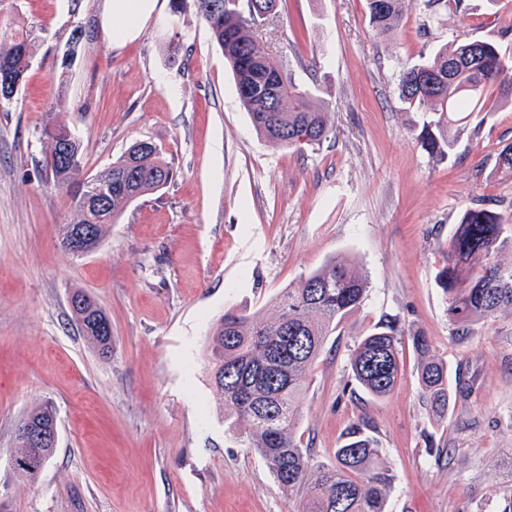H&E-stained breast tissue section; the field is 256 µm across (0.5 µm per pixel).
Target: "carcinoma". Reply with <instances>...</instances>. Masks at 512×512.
Masks as SVG:
<instances>
[{
	"instance_id": "obj_1",
	"label": "carcinoma",
	"mask_w": 512,
	"mask_h": 512,
	"mask_svg": "<svg viewBox=\"0 0 512 512\" xmlns=\"http://www.w3.org/2000/svg\"><path fill=\"white\" fill-rule=\"evenodd\" d=\"M217 1L196 0L197 14L224 54L233 74L240 104L258 135L282 147L313 145L330 132V112L313 100L274 64L254 35L252 18L211 10ZM369 23L376 34L387 35L402 21L400 0H367ZM35 55L29 34L0 33V100H11L24 81ZM512 60L487 42L473 41L445 48L403 68L399 99L407 110L434 115L419 134L433 154H445L453 139L440 145L432 127L453 133L469 114L467 107L482 108L488 91ZM272 84L273 112H264L261 96L243 87L252 82ZM44 162L58 188L83 180L85 199L72 197V218L61 225L59 245L67 251L73 231L87 227L86 248L96 249L105 227L114 223L131 203L161 190L173 170L151 142H135L108 167L84 175L82 149L66 125L46 124ZM512 250V234L505 233L500 216L487 209L464 210L448 244L445 266L436 282L448 295V317L456 335L466 336L473 323L512 308V264L499 255ZM367 276L344 260H331L301 277L277 296L268 319L244 310H228L220 318L207 346L214 394L218 404L233 411L228 428L244 425L243 441L268 464L278 484L295 497L297 512H386L392 482L389 470L378 464L377 439L354 426L336 448V463L317 459L296 436L300 398L311 365L328 337L364 303ZM71 297L81 301L72 309L82 336L90 347L106 356L112 350L110 321L95 300L81 290ZM403 332L397 320H385L361 337L351 354L352 379L367 394L382 398L396 386L398 346ZM416 351L418 381L429 412L436 420L448 416V365L419 332L410 335ZM19 425H34L48 432L57 428L52 407L32 408ZM56 448L50 440L32 441L16 435L11 449L16 473L36 480Z\"/></svg>"
}]
</instances>
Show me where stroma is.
Wrapping results in <instances>:
<instances>
[{"label":"stroma","mask_w":512,"mask_h":512,"mask_svg":"<svg viewBox=\"0 0 512 512\" xmlns=\"http://www.w3.org/2000/svg\"><path fill=\"white\" fill-rule=\"evenodd\" d=\"M402 22L377 35L366 0H277L257 27L271 60L328 102L321 143L278 147L256 134L194 0H158L115 45L104 0H0V32L32 31L36 55L0 107V512H295L268 465L229 432L206 347L224 311L263 318L276 296L334 258L368 277L367 298L313 364L297 435L331 463L348 429L367 424L392 476L387 512H502L512 486V309L455 335L436 282L463 211L486 208L512 229V102L493 92L456 132L447 157L405 111V64L475 40L512 57V0H401ZM83 36L71 65L63 55ZM66 86L69 111L56 108ZM68 123L83 171L132 143L161 149L174 172L107 225L99 247L58 246L71 196L43 166L42 128ZM112 326V354L72 318L73 289ZM398 319L448 363L452 403L428 413L411 344L399 381L377 399L351 380L355 342ZM57 414L58 444L36 481L14 472L20 418ZM449 449L450 458L438 455Z\"/></svg>","instance_id":"35a3bbf8"}]
</instances>
